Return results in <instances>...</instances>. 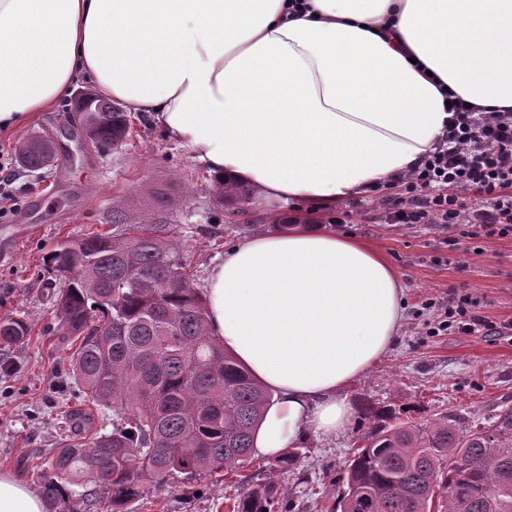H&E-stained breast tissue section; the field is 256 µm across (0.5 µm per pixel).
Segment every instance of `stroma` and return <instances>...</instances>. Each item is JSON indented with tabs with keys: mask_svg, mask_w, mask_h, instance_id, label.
Segmentation results:
<instances>
[{
	"mask_svg": "<svg viewBox=\"0 0 512 512\" xmlns=\"http://www.w3.org/2000/svg\"><path fill=\"white\" fill-rule=\"evenodd\" d=\"M82 79L49 110L14 129L0 130V155L33 135L52 139L68 153L71 168L51 163L38 171H18L13 185L17 205L39 201L32 233L0 219V248L12 260L0 261V319L20 317L29 327L24 344L0 347V473H11L42 491L49 475L43 464L68 430V414L89 409L96 427H111L112 412L90 406L69 372L73 339L58 329L54 295L58 282L47 262L64 240L112 233L116 214L131 224H163L181 249L198 283L224 260L228 249L272 225L288 223L291 205L249 198L245 215L228 222L214 205L215 183L190 150L143 116L130 114V132L121 147L99 148L74 139L82 124L76 93L93 91ZM377 196L336 208L341 232L368 241L402 275L404 322L400 336L365 376L352 383L351 423L334 438L312 436L303 458L279 474L270 460L251 458L234 472L196 480L176 474L159 489L127 505L128 512H231V501L251 485L278 479L289 512H332L337 480L352 451L372 424L367 406L399 410L412 420L448 416L461 425H487L512 408V338L428 335L433 320L423 301L466 291L477 297L488 321L512 320V239L491 238L472 250L468 242L448 244L430 224L407 228L381 223ZM46 512H112V493L95 484L81 492L45 500Z\"/></svg>",
	"mask_w": 512,
	"mask_h": 512,
	"instance_id": "obj_1",
	"label": "stroma"
}]
</instances>
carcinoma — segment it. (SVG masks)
<instances>
[{"label":"carcinoma","mask_w":512,"mask_h":512,"mask_svg":"<svg viewBox=\"0 0 512 512\" xmlns=\"http://www.w3.org/2000/svg\"><path fill=\"white\" fill-rule=\"evenodd\" d=\"M78 109L90 142L117 148L126 140L127 113L98 98ZM53 155L44 137L18 150L27 170ZM248 197L243 186L219 182L214 203L237 216L235 204ZM119 228L66 242L49 259L64 280L55 295L59 330L79 342L74 379L88 400L112 410V432L76 415L45 465L49 492L104 483L112 512H127L148 481L248 460L271 395L211 336L206 298L163 225ZM27 335L23 320L0 321V342ZM366 415L377 425L344 466L336 512H512V409L475 429L446 416L414 423L391 411ZM283 499L269 480L240 493L232 512H272Z\"/></svg>","instance_id":"obj_1"}]
</instances>
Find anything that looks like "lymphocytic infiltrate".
<instances>
[{
  "mask_svg": "<svg viewBox=\"0 0 512 512\" xmlns=\"http://www.w3.org/2000/svg\"><path fill=\"white\" fill-rule=\"evenodd\" d=\"M452 117L417 169L383 184L381 219L386 224H431L466 238L512 237V110L482 112L446 91ZM430 335H470L489 328L511 336L512 320L490 325L472 295L449 294Z\"/></svg>",
  "mask_w": 512,
  "mask_h": 512,
  "instance_id": "f902f5d3",
  "label": "lymphocytic infiltrate"
}]
</instances>
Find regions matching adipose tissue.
<instances>
[{"instance_id": "adipose-tissue-1", "label": "adipose tissue", "mask_w": 512, "mask_h": 512, "mask_svg": "<svg viewBox=\"0 0 512 512\" xmlns=\"http://www.w3.org/2000/svg\"><path fill=\"white\" fill-rule=\"evenodd\" d=\"M0 0V128L78 76L189 148L216 181L315 211L415 169L448 122L441 87L512 109V0ZM211 334L273 395L272 459L350 424L346 389L394 345L404 284L317 224L250 237L205 288ZM0 512H45L0 473Z\"/></svg>"}]
</instances>
